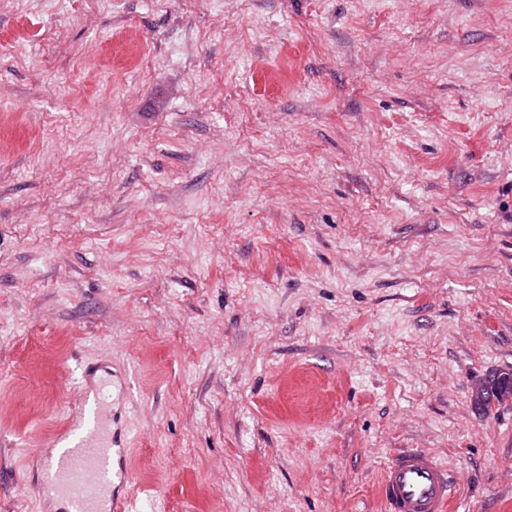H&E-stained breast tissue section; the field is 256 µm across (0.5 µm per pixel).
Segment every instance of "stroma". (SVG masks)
Masks as SVG:
<instances>
[{
	"label": "stroma",
	"mask_w": 512,
	"mask_h": 512,
	"mask_svg": "<svg viewBox=\"0 0 512 512\" xmlns=\"http://www.w3.org/2000/svg\"><path fill=\"white\" fill-rule=\"evenodd\" d=\"M87 362L128 512H512V0H0V512ZM457 477L429 448H399L383 466V512H449Z\"/></svg>",
	"instance_id": "obj_1"
}]
</instances>
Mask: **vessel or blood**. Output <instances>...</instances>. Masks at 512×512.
<instances>
[{
	"instance_id": "obj_1",
	"label": "vessel or blood",
	"mask_w": 512,
	"mask_h": 512,
	"mask_svg": "<svg viewBox=\"0 0 512 512\" xmlns=\"http://www.w3.org/2000/svg\"><path fill=\"white\" fill-rule=\"evenodd\" d=\"M101 364L87 367L66 426L54 436L58 452L46 461L47 489L60 512H123L112 489L113 459L124 456L112 435V406L101 391ZM457 478L428 448H400L383 466L378 496L383 512H449Z\"/></svg>"
}]
</instances>
